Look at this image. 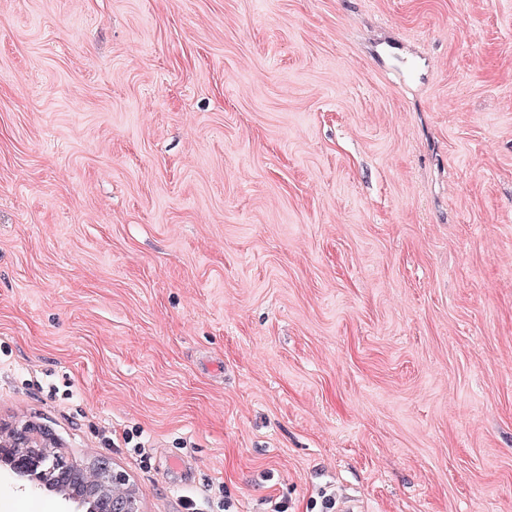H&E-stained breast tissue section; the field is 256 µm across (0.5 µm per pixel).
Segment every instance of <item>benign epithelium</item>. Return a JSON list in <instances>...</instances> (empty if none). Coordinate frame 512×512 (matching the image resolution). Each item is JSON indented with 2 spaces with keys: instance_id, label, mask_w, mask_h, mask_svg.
Wrapping results in <instances>:
<instances>
[{
  "instance_id": "benign-epithelium-1",
  "label": "benign epithelium",
  "mask_w": 512,
  "mask_h": 512,
  "mask_svg": "<svg viewBox=\"0 0 512 512\" xmlns=\"http://www.w3.org/2000/svg\"><path fill=\"white\" fill-rule=\"evenodd\" d=\"M57 447L58 438L40 425L1 422L0 476L32 496H56L61 512H142L139 489L126 473L52 454ZM115 489L123 494L115 495Z\"/></svg>"
}]
</instances>
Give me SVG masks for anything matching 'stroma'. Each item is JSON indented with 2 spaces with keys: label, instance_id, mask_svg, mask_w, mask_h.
<instances>
[{
  "label": "stroma",
  "instance_id": "35a3bbf8",
  "mask_svg": "<svg viewBox=\"0 0 512 512\" xmlns=\"http://www.w3.org/2000/svg\"><path fill=\"white\" fill-rule=\"evenodd\" d=\"M0 419L144 512H512V0H0Z\"/></svg>",
  "mask_w": 512,
  "mask_h": 512
}]
</instances>
